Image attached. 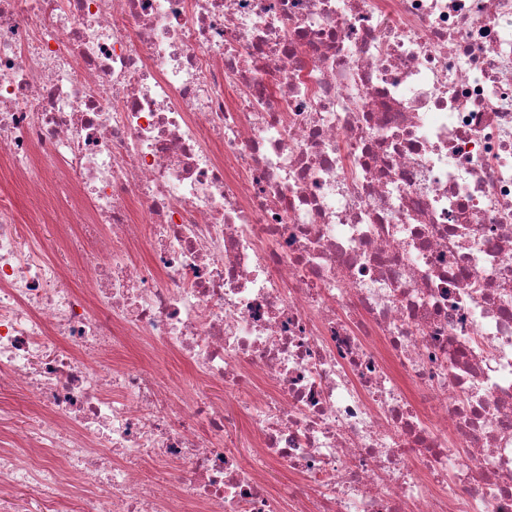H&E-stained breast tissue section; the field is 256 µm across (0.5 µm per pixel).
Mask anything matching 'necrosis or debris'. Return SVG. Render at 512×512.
<instances>
[{
    "label": "necrosis or debris",
    "instance_id": "necrosis-or-debris-1",
    "mask_svg": "<svg viewBox=\"0 0 512 512\" xmlns=\"http://www.w3.org/2000/svg\"><path fill=\"white\" fill-rule=\"evenodd\" d=\"M0 160V499L512 512V0H0ZM1 185L5 191L12 192L15 195L20 219L27 224H33L37 227L42 225L40 224V220H43L50 208L47 199H45V201H34L27 198L20 185L10 180L5 164H3V166L0 164V187Z\"/></svg>",
    "mask_w": 512,
    "mask_h": 512
}]
</instances>
